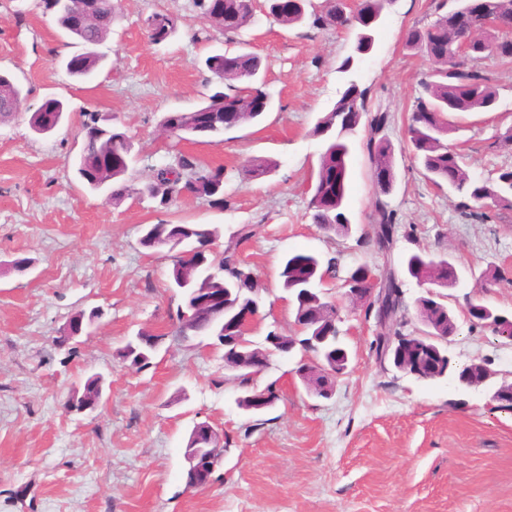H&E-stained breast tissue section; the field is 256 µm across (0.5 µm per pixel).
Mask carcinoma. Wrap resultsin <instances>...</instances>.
Segmentation results:
<instances>
[{
  "label": "carcinoma",
  "instance_id": "carcinoma-1",
  "mask_svg": "<svg viewBox=\"0 0 512 512\" xmlns=\"http://www.w3.org/2000/svg\"><path fill=\"white\" fill-rule=\"evenodd\" d=\"M267 13L283 26H293L312 18L316 28L350 27L356 31L354 54L343 59L338 71L347 75L345 86L332 107L319 117L313 135L325 139V149L319 156L318 172L310 184L309 209L313 223L323 230L336 235L348 234L351 226L345 210L347 189V158L351 138L360 127L370 132L366 150L370 162L371 178L381 193L390 191L392 180L393 146L385 137L377 134L390 123V114L380 109L371 112L366 106L367 91L360 88L352 78L355 57L365 54L375 31L365 29L357 22H350L351 16L339 7L338 0H324L319 12L306 14L305 2L300 0L294 11L281 14L277 11V0H265ZM455 6L439 14L430 24L411 29L406 44L427 57L428 47L442 43L448 48L449 60L434 61L432 80L423 83V93L416 97L411 120L406 128L412 153L425 177L435 186L464 195L477 208L479 218L488 219V211L498 207L512 206V168L499 171L497 177L476 180L470 176L462 155L448 144V132L453 129L451 118L457 114L490 112L498 100L497 89L490 78L467 63H477L489 56L512 61V0H484V10L470 22L471 37L464 52H459L461 37L458 13L466 0H453ZM48 11L55 12L56 21L65 32L85 51L73 55L66 62V69L74 77L93 73L102 63L104 56L93 50L102 44L112 31V25L105 21L111 10L109 0H96V11L100 16L84 25L76 23V16L68 12L54 11L53 0H43ZM255 5L252 0H224V28L222 32L228 41L236 38L254 18ZM205 65L216 81L225 90L214 92L202 105L214 115L212 135H221L243 123L252 122L262 116L256 102L266 101L271 107L267 93L257 86L262 67L259 56L246 46L233 53L224 52L209 56ZM20 85L8 74L0 76V121L18 110ZM233 99L236 109L225 112L220 101ZM67 112L65 104L56 98L45 100L30 116V128L38 133L49 123H57ZM80 127L82 149L77 162V173L92 190H107V197L119 204L133 192L152 199L158 207L165 208L185 190L202 198L215 207L224 208V167L210 166L190 154L179 153L173 160L152 169L147 180L134 185L130 172L133 144L123 131L110 128L108 132L99 129L96 113L85 112ZM160 126L171 136L180 140L194 136L192 116L188 112H171L165 115ZM278 164L268 158L255 157L246 161L242 168L244 177L261 178L274 173ZM398 224L397 213L388 202L378 198L374 204L372 234L378 253L391 261L394 234ZM192 238L201 251L196 254L198 265L189 266L179 256H174L170 278L174 287L190 295L194 288H213L216 293L227 292L251 301L260 285L252 270L241 264L236 253L227 248L223 251L205 249L215 242L216 231L200 224H152L141 239L149 249L167 246L174 249L178 238ZM328 271H336L333 260H323L311 253H295L286 256L281 263L279 277L282 288L293 297L294 322L304 328L307 336H319L330 329L332 319L322 293L316 291ZM368 265L361 264L349 271L344 280L345 287L363 288ZM405 274L417 283L436 282L440 291L425 294L417 300V314L424 321V336L419 346L432 345L436 339L452 336L457 332V319L445 303L444 288H452L458 281L453 259L446 254L414 253L405 263ZM373 305L376 315L384 318L381 323L382 335L377 339L376 349L387 346L393 336L404 335L406 305L400 289V277L391 272L376 295ZM498 316L497 332L512 338V314L501 312L481 302L468 310L473 325H483L490 315ZM338 349L321 348L314 352L317 361L341 371L343 365L336 358ZM479 366L472 362L459 366L443 357L430 365L434 379L450 377L456 381L477 373Z\"/></svg>",
  "mask_w": 512,
  "mask_h": 512
}]
</instances>
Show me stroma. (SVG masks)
<instances>
[{
	"mask_svg": "<svg viewBox=\"0 0 512 512\" xmlns=\"http://www.w3.org/2000/svg\"><path fill=\"white\" fill-rule=\"evenodd\" d=\"M441 2L396 0L356 65L369 108L392 115L383 135L395 148L394 179L380 194L360 132L349 156L351 232L337 236L313 224L308 208L324 149L312 129L343 86L338 66L353 32L285 27L256 11L241 37L264 61L271 109L223 135L180 140L160 121L207 101L217 83L205 60L226 48L193 0H114L119 18L98 47L103 64L80 79L65 70L79 48L42 0H0V70L24 91L18 111L0 121V512H512V410L491 404L494 384L464 389L380 366L374 314L342 298L340 278L358 265L382 279L410 253L449 255L459 276L447 291L458 320L449 357L488 361L512 379V340L472 327L466 315L477 288L487 305L512 312V207L477 218L472 201L424 176L404 140L433 69L406 36L431 23ZM156 13L176 26L159 44L145 24ZM480 68L497 105L459 115L448 142L470 175L485 179L512 167V147L500 142L512 127V62L490 57ZM51 97L69 112L52 132L35 133L29 117ZM86 112L111 115L131 137L136 179L179 153L223 166L225 208L188 194L165 209L135 194L115 205L90 190L76 173ZM253 157L275 160L276 172L245 179ZM380 195L400 218L388 261L371 240ZM161 221L218 228L217 248L233 249L253 270L263 320L250 336L258 343L272 328L298 333L280 285L282 258H336L340 277L327 287L350 360L330 398L305 390L295 350L273 356L258 380L276 385V403L254 415L238 408L223 350L174 331L182 295L169 285L172 254L140 243L145 227ZM18 258L28 259L26 270L14 268ZM95 309L87 332L69 338L71 318ZM144 329L162 341L139 370L121 351ZM95 374L105 379L97 408L65 413L68 396ZM202 420L223 434L224 462L209 486L193 489L184 450Z\"/></svg>",
	"mask_w": 512,
	"mask_h": 512,
	"instance_id": "obj_1",
	"label": "stroma"
}]
</instances>
